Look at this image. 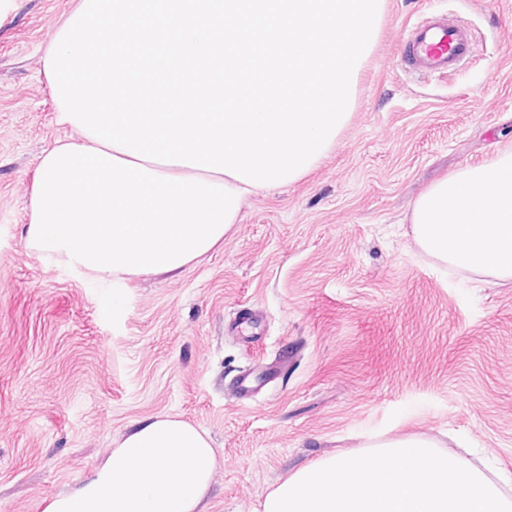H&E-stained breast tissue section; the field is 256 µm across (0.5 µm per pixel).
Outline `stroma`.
Segmentation results:
<instances>
[{
    "label": "stroma",
    "instance_id": "1",
    "mask_svg": "<svg viewBox=\"0 0 512 512\" xmlns=\"http://www.w3.org/2000/svg\"><path fill=\"white\" fill-rule=\"evenodd\" d=\"M77 3L0 5V512H44L163 414L218 450L207 512H254L302 463L411 434L471 454L512 496V281L444 267L410 224L433 183L512 149V0H384L327 155L252 195L178 274L116 284L25 241L41 152L81 139L57 124L42 64ZM432 12L473 36L443 78L401 62Z\"/></svg>",
    "mask_w": 512,
    "mask_h": 512
}]
</instances>
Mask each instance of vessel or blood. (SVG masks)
<instances>
[{
  "instance_id": "1",
  "label": "vessel or blood",
  "mask_w": 512,
  "mask_h": 512,
  "mask_svg": "<svg viewBox=\"0 0 512 512\" xmlns=\"http://www.w3.org/2000/svg\"><path fill=\"white\" fill-rule=\"evenodd\" d=\"M472 51L470 32L435 14L411 27L404 40L403 64L411 71L442 75Z\"/></svg>"
}]
</instances>
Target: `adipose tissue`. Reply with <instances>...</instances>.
Here are the masks:
<instances>
[{"mask_svg": "<svg viewBox=\"0 0 512 512\" xmlns=\"http://www.w3.org/2000/svg\"><path fill=\"white\" fill-rule=\"evenodd\" d=\"M410 221L419 248L449 268L512 280V150L432 185ZM218 456L205 431L172 415L133 428L45 512H204Z\"/></svg>", "mask_w": 512, "mask_h": 512, "instance_id": "1", "label": "adipose tissue"}]
</instances>
